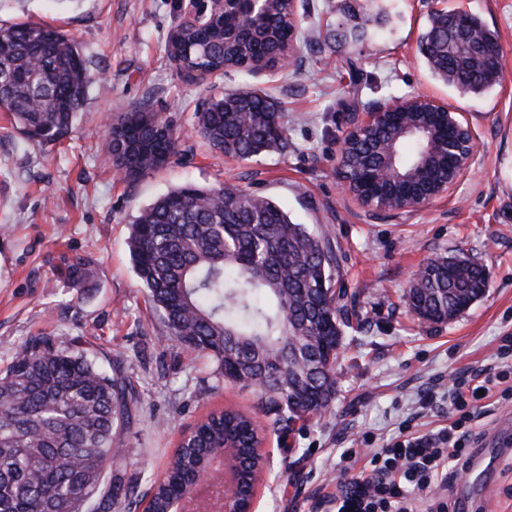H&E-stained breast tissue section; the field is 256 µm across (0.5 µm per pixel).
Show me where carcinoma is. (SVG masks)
<instances>
[{
    "instance_id": "carcinoma-1",
    "label": "carcinoma",
    "mask_w": 512,
    "mask_h": 512,
    "mask_svg": "<svg viewBox=\"0 0 512 512\" xmlns=\"http://www.w3.org/2000/svg\"><path fill=\"white\" fill-rule=\"evenodd\" d=\"M459 23L500 52L495 33L475 15L439 11L429 17L418 51L433 75L464 93L479 95L500 79L485 70L463 74L458 49L446 46ZM255 32L225 34L219 18L203 30L186 28L168 41L169 60L191 70L247 71L274 51L293 46L299 32L289 0H267L252 19ZM90 78L77 42L50 25L0 26V109L21 132L43 143L66 137L83 105ZM200 135L219 153L247 159L285 148L281 112L257 89L223 93L196 113ZM165 124L147 105L133 106L109 124L107 151L126 180L159 168L157 157L175 151L158 136ZM368 136L348 151L358 185L378 165L365 149ZM422 139L400 138L397 163L409 169ZM129 252L147 299L168 333L210 357L217 374L251 387L281 421L326 412L336 396V363L347 305L336 293V256L330 242L291 220L273 199L237 186L175 187L143 208L130 225ZM487 291L485 268L464 256L427 261L405 291L410 309L443 323L468 310ZM99 364L79 342L32 336L0 369V512H112L132 504L136 489L120 477V432L138 400L119 364ZM264 430L252 413L213 410L193 427L187 446L174 451L154 482L149 512H173L209 455L237 450L248 465L241 493L249 498L264 461L250 449Z\"/></svg>"
}]
</instances>
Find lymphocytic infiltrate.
<instances>
[{
  "label": "lymphocytic infiltrate",
  "instance_id": "lymphocytic-infiltrate-1",
  "mask_svg": "<svg viewBox=\"0 0 512 512\" xmlns=\"http://www.w3.org/2000/svg\"><path fill=\"white\" fill-rule=\"evenodd\" d=\"M449 381L447 425L423 434L404 431L375 452L372 477L345 481L332 501L335 512H458L448 490L467 474L480 439L473 429L475 403L492 392L512 401V336L504 338L495 361Z\"/></svg>",
  "mask_w": 512,
  "mask_h": 512
}]
</instances>
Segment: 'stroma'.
Returning a JSON list of instances; mask_svg holds the SVG:
<instances>
[{
    "mask_svg": "<svg viewBox=\"0 0 512 512\" xmlns=\"http://www.w3.org/2000/svg\"><path fill=\"white\" fill-rule=\"evenodd\" d=\"M181 0H0V26L58 27L80 46L91 83L69 135L41 144L0 112V366L40 332L83 338L121 361L140 393L121 433L125 484L146 492L201 416L251 409L266 434L257 512H329L345 467L362 470L403 428L444 424L448 375L492 361L512 336V0H297L300 40L290 64L260 75L229 69L204 81L178 74L166 52ZM466 11L498 37L503 71L482 94L434 77L418 41L435 10ZM260 88L283 114L285 151L240 160L200 136L195 114L218 94ZM433 96L476 134L468 172L451 196L416 210L379 212L343 193L338 172L356 113L407 95ZM148 102L172 127L175 151L157 171L127 181L104 148L106 120ZM192 183H233L273 198L291 219L331 243L337 286L352 307L336 365L337 394L320 416L282 428L252 389L224 380L213 362L182 347L149 305L130 260L139 210ZM465 256L489 275L485 297L454 320L419 319L404 294L436 256ZM79 259L86 276L69 280ZM439 398L433 409L419 402ZM512 406L489 398L475 421L492 449L486 478L458 484L459 512H512V450L497 447ZM358 453L344 459V449ZM489 494H482V481Z\"/></svg>",
    "mask_w": 512,
    "mask_h": 512,
    "instance_id": "stroma-1",
    "label": "stroma"
}]
</instances>
